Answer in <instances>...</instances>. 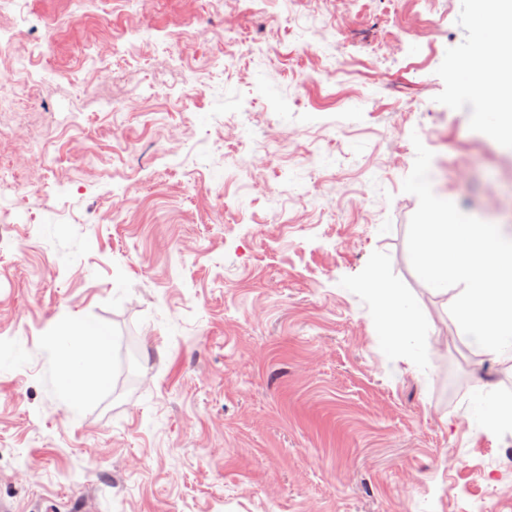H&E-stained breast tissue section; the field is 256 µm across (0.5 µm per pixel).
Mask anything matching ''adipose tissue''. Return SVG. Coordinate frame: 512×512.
<instances>
[{
    "mask_svg": "<svg viewBox=\"0 0 512 512\" xmlns=\"http://www.w3.org/2000/svg\"><path fill=\"white\" fill-rule=\"evenodd\" d=\"M475 30L477 35L464 69L473 78L483 74L512 84V38L481 22ZM366 284L375 301V320L381 335L392 349L409 353L411 338L421 335L424 328L418 311L399 289L389 287L382 267L370 270ZM63 334L66 344L79 346L85 353L82 370L69 372L62 383L64 392L76 398L104 383L110 341L100 328L84 321L67 325Z\"/></svg>",
    "mask_w": 512,
    "mask_h": 512,
    "instance_id": "ef3b65f1",
    "label": "adipose tissue"
}]
</instances>
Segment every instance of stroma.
I'll use <instances>...</instances> for the list:
<instances>
[{
  "instance_id": "stroma-1",
  "label": "stroma",
  "mask_w": 512,
  "mask_h": 512,
  "mask_svg": "<svg viewBox=\"0 0 512 512\" xmlns=\"http://www.w3.org/2000/svg\"><path fill=\"white\" fill-rule=\"evenodd\" d=\"M0 56V498L15 512H512V361L459 339L407 235L432 189L512 228L464 92L468 0H26ZM27 64L35 73L14 72ZM197 91L181 95L185 81ZM275 147H268V139ZM425 317L378 332L367 272ZM111 338L72 399L56 333ZM478 425L488 433L512 428V401L502 400L488 404L480 414Z\"/></svg>"
}]
</instances>
